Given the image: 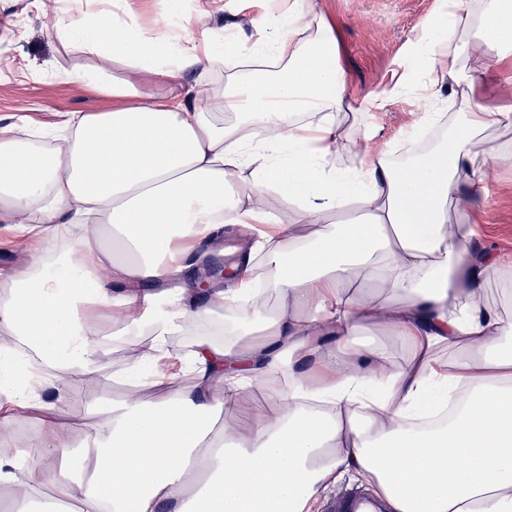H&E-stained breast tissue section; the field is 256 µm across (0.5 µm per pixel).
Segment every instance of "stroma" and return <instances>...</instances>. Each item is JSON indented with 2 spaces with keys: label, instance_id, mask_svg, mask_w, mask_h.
<instances>
[{
  "label": "stroma",
  "instance_id": "35a3bbf8",
  "mask_svg": "<svg viewBox=\"0 0 512 512\" xmlns=\"http://www.w3.org/2000/svg\"><path fill=\"white\" fill-rule=\"evenodd\" d=\"M180 23L187 34L208 30L231 32L245 40L254 33V9L243 0H180ZM333 25L339 64L347 74L344 112L338 120L351 123L352 110L367 113L377 144L392 143L424 109L419 93L396 87L408 71L423 21L442 12V0H317ZM90 59L56 40L34 0H0V126L20 115L51 122L64 112H95L112 107L111 97L69 81L66 71ZM483 185L485 206L476 217L478 242L512 256V161L490 160ZM105 371H89L77 380L71 403L75 444L83 446L97 423L96 405L124 397L127 386L111 375L126 364V348L108 346Z\"/></svg>",
  "mask_w": 512,
  "mask_h": 512
}]
</instances>
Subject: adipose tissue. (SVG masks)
<instances>
[{
    "mask_svg": "<svg viewBox=\"0 0 512 512\" xmlns=\"http://www.w3.org/2000/svg\"><path fill=\"white\" fill-rule=\"evenodd\" d=\"M254 2L249 46L108 9L53 13L57 38L94 59L69 80L114 106L0 127V224L27 253L0 298V485L29 512H311L346 479L388 512H512V316L485 296L495 278L512 301V259L474 246L472 221L485 134L512 127V96L477 103L496 76L466 72L492 45L512 66V0H448L425 19L414 87L430 104L442 83L461 88L460 112L423 154L371 147L349 169L333 155L366 121L334 117L346 74L331 25L313 0ZM189 70L227 71L228 88L196 105ZM269 193L284 208L261 207ZM227 224L251 233L225 245ZM219 249L230 284L200 287L194 270ZM218 315L223 343L175 352L172 336ZM105 322L148 335L127 371L163 398L107 405L89 470L65 412ZM366 325L379 335L364 343ZM186 368L191 385L170 393ZM29 411L49 420L21 441Z\"/></svg>",
    "mask_w": 512,
    "mask_h": 512,
    "instance_id": "1",
    "label": "adipose tissue"
}]
</instances>
